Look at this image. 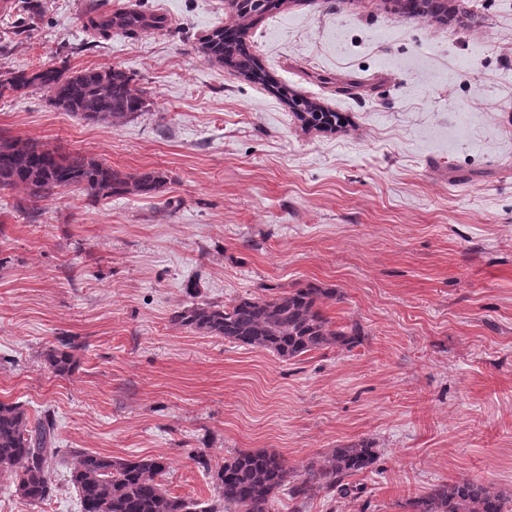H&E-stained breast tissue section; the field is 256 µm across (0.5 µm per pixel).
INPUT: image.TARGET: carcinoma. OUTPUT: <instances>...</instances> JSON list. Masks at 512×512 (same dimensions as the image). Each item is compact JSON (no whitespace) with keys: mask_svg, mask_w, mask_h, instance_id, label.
Wrapping results in <instances>:
<instances>
[{"mask_svg":"<svg viewBox=\"0 0 512 512\" xmlns=\"http://www.w3.org/2000/svg\"><path fill=\"white\" fill-rule=\"evenodd\" d=\"M395 14L413 13L437 23L453 19L450 0H389ZM279 0H239L236 30L252 28ZM150 26L139 12H125L100 24L134 31ZM198 52L209 62L224 65L253 83L270 82L268 73L241 41L217 29L201 40ZM34 86L46 89L54 107L89 124L114 127L146 111L143 95L133 87V77L118 67L69 71L65 66L44 65L28 73L0 74V99L24 94ZM288 105L306 125L336 129L338 113L326 112L318 103L288 96ZM166 183L160 171L125 173L112 165L29 140L0 137V195L22 188L28 202H38L62 191L76 190L96 203L102 199L144 196ZM336 298L332 288L307 283L271 296L245 297L228 306L197 302L173 312L171 322L205 336L222 337L285 359L337 345L359 342L358 324L333 326L323 304ZM82 345L60 339L46 353L53 373L64 377L76 365ZM55 422L51 415L29 416L18 403L0 401V474L13 478L15 493L31 505L52 499L56 492L51 473L61 449L54 447ZM70 481L78 493L82 512H270L276 493L288 486L292 499L304 503L320 491L355 497L345 479L370 468L376 451L369 444L336 448L311 462L301 479L288 480L279 455L265 450L239 451L224 460L213 475L217 498L210 505L171 495L162 482L168 463L162 457H112L73 450ZM406 512H508L503 494L489 484L470 480L436 484L408 500Z\"/></svg>","mask_w":512,"mask_h":512,"instance_id":"cac0c4a2","label":"carcinoma"}]
</instances>
